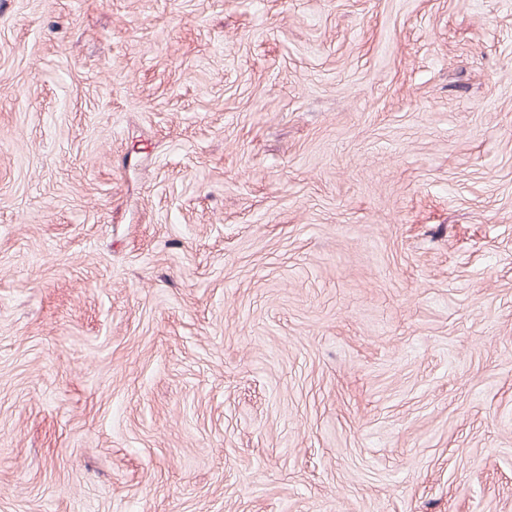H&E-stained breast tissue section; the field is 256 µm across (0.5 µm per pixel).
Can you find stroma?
Listing matches in <instances>:
<instances>
[{
  "label": "stroma",
  "mask_w": 512,
  "mask_h": 512,
  "mask_svg": "<svg viewBox=\"0 0 512 512\" xmlns=\"http://www.w3.org/2000/svg\"><path fill=\"white\" fill-rule=\"evenodd\" d=\"M512 512V0H0V512Z\"/></svg>",
  "instance_id": "stroma-1"
}]
</instances>
